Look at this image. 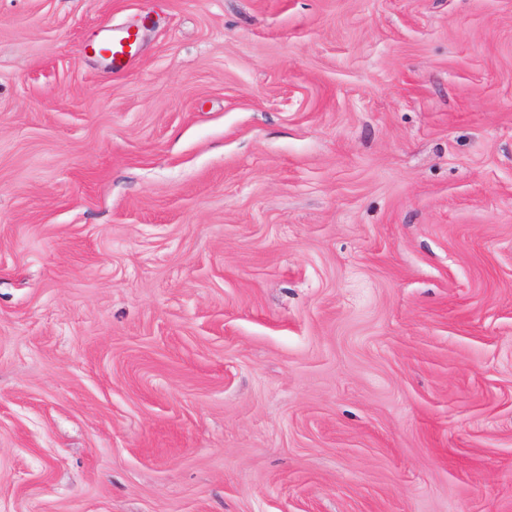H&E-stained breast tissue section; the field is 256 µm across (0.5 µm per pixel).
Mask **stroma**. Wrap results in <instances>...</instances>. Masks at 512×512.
<instances>
[{"label": "stroma", "instance_id": "35a3bbf8", "mask_svg": "<svg viewBox=\"0 0 512 512\" xmlns=\"http://www.w3.org/2000/svg\"><path fill=\"white\" fill-rule=\"evenodd\" d=\"M0 512H512V0H0ZM139 39V32L126 29L120 33H112V37L105 38L98 44V51L108 55L112 66L116 69L124 67L132 56V50Z\"/></svg>", "mask_w": 512, "mask_h": 512}]
</instances>
